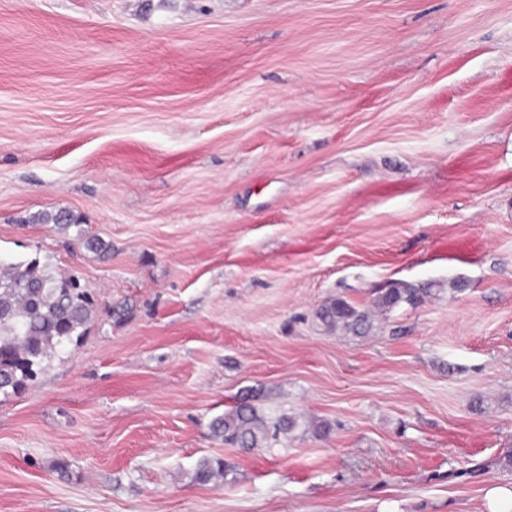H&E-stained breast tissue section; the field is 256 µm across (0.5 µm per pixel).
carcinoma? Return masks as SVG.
Segmentation results:
<instances>
[{"label":"carcinoma","mask_w":512,"mask_h":512,"mask_svg":"<svg viewBox=\"0 0 512 512\" xmlns=\"http://www.w3.org/2000/svg\"><path fill=\"white\" fill-rule=\"evenodd\" d=\"M39 224H53L61 230L81 225L80 216L65 209L40 212L31 217ZM84 247L106 254L112 244L95 236H79ZM420 289L394 283L375 298V305L391 309L420 300ZM91 288L75 274L59 275L51 265L35 256L19 263L0 261V394L19 392L37 370L75 345L85 335L94 313ZM324 329L345 336L363 337L373 329L371 312L336 298L321 305L316 313ZM298 426L296 418L272 417L262 408L242 402L214 420L215 436L225 444L251 450L272 449L280 438ZM224 477L219 459L199 462L195 479L208 483Z\"/></svg>","instance_id":"obj_1"}]
</instances>
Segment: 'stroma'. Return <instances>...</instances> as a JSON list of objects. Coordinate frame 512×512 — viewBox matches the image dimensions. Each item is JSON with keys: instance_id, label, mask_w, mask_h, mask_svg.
Here are the masks:
<instances>
[{"instance_id": "35a3bbf8", "label": "stroma", "mask_w": 512, "mask_h": 512, "mask_svg": "<svg viewBox=\"0 0 512 512\" xmlns=\"http://www.w3.org/2000/svg\"><path fill=\"white\" fill-rule=\"evenodd\" d=\"M51 209L111 253L29 223ZM35 255L97 310L0 399V512H487L512 0H0V259ZM394 282L426 294L367 337L315 317ZM248 394L287 441L213 435Z\"/></svg>"}]
</instances>
